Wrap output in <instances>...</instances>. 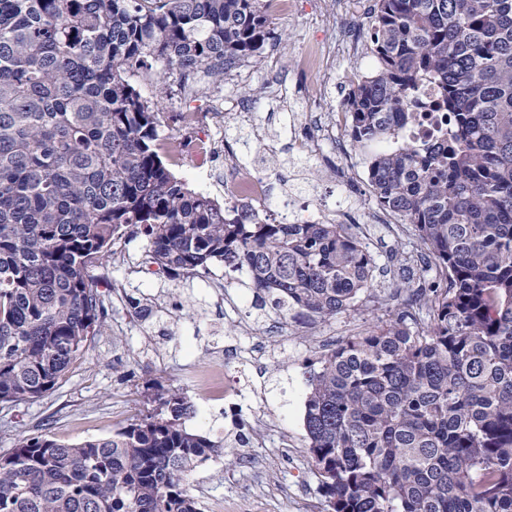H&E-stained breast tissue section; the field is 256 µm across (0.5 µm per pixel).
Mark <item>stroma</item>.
<instances>
[{
	"instance_id": "35a3bbf8",
	"label": "stroma",
	"mask_w": 512,
	"mask_h": 512,
	"mask_svg": "<svg viewBox=\"0 0 512 512\" xmlns=\"http://www.w3.org/2000/svg\"><path fill=\"white\" fill-rule=\"evenodd\" d=\"M277 37L260 57L229 70L220 86L204 75L193 81L196 107L224 114L226 152L268 178L267 208L295 194L310 207L345 213L374 255L375 280L393 276L394 250L419 253L397 218L368 219L374 205L366 169H336L337 146L348 138L340 118L350 91L348 75L367 55L368 30L350 32L329 13L327 0H294L291 12L273 17ZM145 95L164 107V137L182 135L177 116L185 101L177 82L142 81ZM328 128L320 153L298 162L301 127ZM116 255L91 273L107 313L96 336L60 386L34 402L0 408V452L23 433L46 432L63 443L111 436L113 430L154 409L158 388L192 392L191 368L209 365L245 393L249 410L231 418L224 403L199 408L189 428L224 440L241 433L228 450L191 475L190 493L202 512H324L319 481L303 424L308 370L341 341L384 321L385 307L365 301L357 309L311 325L257 314L248 276L212 265L202 278H171L152 267L143 236L116 242ZM152 304L155 316L133 320L129 300ZM264 426H256L255 417Z\"/></svg>"
}]
</instances>
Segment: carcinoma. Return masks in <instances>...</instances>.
<instances>
[{"label": "carcinoma", "mask_w": 512, "mask_h": 512, "mask_svg": "<svg viewBox=\"0 0 512 512\" xmlns=\"http://www.w3.org/2000/svg\"><path fill=\"white\" fill-rule=\"evenodd\" d=\"M263 0H0V405L53 392L105 327L90 268L142 235L173 277L217 260L304 323L354 309L374 256L351 224H274L162 160L134 77L215 84L260 56ZM373 71L343 102L355 146L416 120L436 80L448 143L364 154L373 202L435 276L309 371L303 422L329 512H512V0H373ZM104 438L18 436L0 512H200L189 474L224 443L180 390Z\"/></svg>", "instance_id": "obj_1"}]
</instances>
